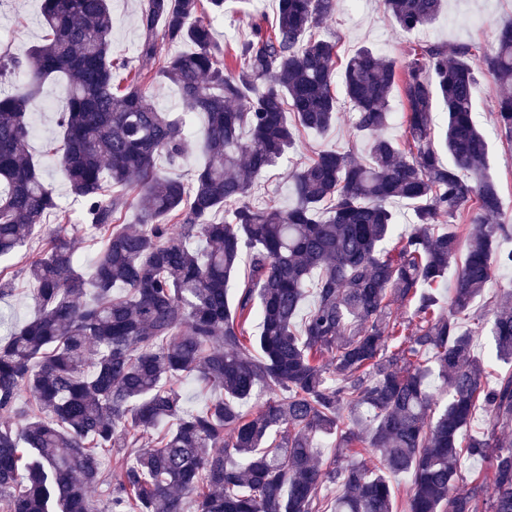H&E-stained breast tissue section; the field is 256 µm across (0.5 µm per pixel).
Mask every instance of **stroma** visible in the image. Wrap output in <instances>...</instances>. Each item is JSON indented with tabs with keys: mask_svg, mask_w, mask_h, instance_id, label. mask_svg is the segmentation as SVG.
<instances>
[{
	"mask_svg": "<svg viewBox=\"0 0 512 512\" xmlns=\"http://www.w3.org/2000/svg\"><path fill=\"white\" fill-rule=\"evenodd\" d=\"M40 3L41 0H0V51L7 50L22 58L31 46L40 43L44 34L39 18ZM142 6V0H111L112 50L114 56L126 59L130 67L152 72L156 69V60L141 58L137 51L140 40L138 17ZM276 16L275 0H226L223 17L212 20L211 27L217 45L222 46L248 38L252 23L268 25L275 22ZM511 19L512 0H448L431 25L404 32L388 16L383 0H339L334 15L320 28L319 35L336 41L343 57L359 47L368 46L398 60L404 47L411 42L489 47L496 28ZM491 91V78L479 74L473 89L474 113L489 144V172L502 198L499 220L512 224V145L507 143L491 118ZM339 110L338 120L327 131L304 133L284 161L255 178L254 197L287 206L291 201L288 175L294 164L311 152L351 148L358 157L367 158L365 140L353 137L351 133L347 105H340ZM32 121L39 134L31 140L30 151L41 160L47 182L63 198L72 221L81 222L84 206L68 197L67 182L48 152L59 139L56 114L37 112ZM57 228L56 218L48 217L38 230L36 240L13 256L0 260V270L17 277L14 293L0 300V310L7 313L8 324L20 325L31 317L33 309L20 273L35 257L39 238L54 233Z\"/></svg>",
	"mask_w": 512,
	"mask_h": 512,
	"instance_id": "obj_1",
	"label": "stroma"
}]
</instances>
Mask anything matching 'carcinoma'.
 <instances>
[{"instance_id": "obj_1", "label": "carcinoma", "mask_w": 512, "mask_h": 512, "mask_svg": "<svg viewBox=\"0 0 512 512\" xmlns=\"http://www.w3.org/2000/svg\"><path fill=\"white\" fill-rule=\"evenodd\" d=\"M386 2L405 31L443 8ZM336 6L278 0L275 23L252 24L229 53L201 19L203 0H144L140 55L178 87L180 115L156 108L140 74L114 83L108 0H42L41 42L24 61L0 53V85L11 87L0 90V259L46 216L61 221L26 268L33 317L0 337V512H512V372L490 381L474 330L461 327L512 267L502 247L512 225L497 222L502 201L472 116L475 48L415 44L398 63L363 46L339 70L335 44L315 36ZM159 31L193 49L158 58ZM481 57L494 122L512 139V22ZM48 79L64 81L53 156L85 207L78 225L28 150V112ZM337 82L369 161L320 151L289 174L293 206L253 202L251 177L301 131L332 126ZM395 88L401 142L383 134ZM192 112L205 115L206 160L184 182L158 160L185 156ZM128 188L136 226L120 223ZM391 199L414 204L401 232ZM69 225L102 243L87 269ZM486 327L495 360L512 363L511 290ZM185 376L212 392L200 409L175 388ZM434 380L449 392L443 406ZM260 396L257 412L244 410ZM480 409L487 430L464 446ZM318 436L335 438L347 464L319 465ZM466 455L485 472L459 487ZM401 474L411 482L399 500ZM98 486L108 498L96 510L88 490Z\"/></svg>"}]
</instances>
